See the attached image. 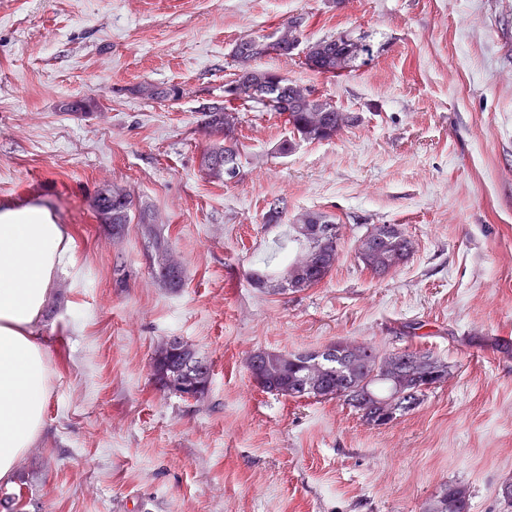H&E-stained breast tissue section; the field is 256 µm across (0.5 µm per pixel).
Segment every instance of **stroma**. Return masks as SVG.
Here are the masks:
<instances>
[{"instance_id":"1","label":"stroma","mask_w":512,"mask_h":512,"mask_svg":"<svg viewBox=\"0 0 512 512\" xmlns=\"http://www.w3.org/2000/svg\"><path fill=\"white\" fill-rule=\"evenodd\" d=\"M291 17L303 44L347 33L372 60L333 77L296 54L253 68L355 121L282 154L283 116L240 107V174L214 177L204 112L233 48ZM171 86L174 101L145 93ZM87 89L102 110H63ZM106 184L153 230L100 220ZM33 203L68 226L76 263L36 328L50 390L27 482L0 497L25 512H425L461 482L470 512H512V354L496 348L512 336V0H0V207ZM307 212L339 226L331 272L298 293L255 287L249 270L280 267L276 242ZM382 224L413 249L377 275L358 251ZM158 238L181 287L153 273ZM173 336L212 364L199 398L154 382ZM336 341L418 352L448 377L374 427L337 399L264 392L247 366Z\"/></svg>"}]
</instances>
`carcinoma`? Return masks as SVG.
Returning a JSON list of instances; mask_svg holds the SVG:
<instances>
[{"instance_id":"carcinoma-1","label":"carcinoma","mask_w":512,"mask_h":512,"mask_svg":"<svg viewBox=\"0 0 512 512\" xmlns=\"http://www.w3.org/2000/svg\"><path fill=\"white\" fill-rule=\"evenodd\" d=\"M282 43L268 44L253 38L236 43L233 57L239 66L235 81L240 92L247 94L260 87L267 72H258L251 62L258 57L276 54L288 55V36H281ZM310 55L318 63V72L336 75L350 66L362 54H371V46L359 40H319L309 45ZM287 104L289 125L293 136L304 141H321L325 136L318 133L312 121L308 102L282 88ZM237 105L231 100L214 103L205 112V124L218 139L205 157L213 155L238 158ZM132 198L106 205V213L112 215V227L120 228L132 221ZM305 224H323L327 229L323 248L311 266L288 265L283 276L265 266L248 272L258 288H269L279 283H290V291L300 292L321 282L331 271L337 249V225L324 218L320 212H309L302 217ZM412 242L398 231L385 235L372 249L364 265L380 274L392 259L408 258ZM158 278L169 288H178L182 282V270L169 265L168 251L162 252L157 268ZM248 368L260 378L258 385L266 392L293 398L313 397L340 399L361 414L372 426H384L393 422L397 415L414 409L425 392L448 376L447 366L416 352H401L381 357L370 344L337 342L335 353L324 356L317 351H298L281 354L266 350L253 352L247 360ZM153 377L161 389L179 397L198 398L205 394L210 384L211 365L191 346L182 342L172 352H160L152 363ZM470 489L462 483H450L431 504L428 512H469Z\"/></svg>"}]
</instances>
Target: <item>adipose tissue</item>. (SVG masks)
Listing matches in <instances>:
<instances>
[{
    "label": "adipose tissue",
    "instance_id": "ef3b65f1",
    "mask_svg": "<svg viewBox=\"0 0 512 512\" xmlns=\"http://www.w3.org/2000/svg\"><path fill=\"white\" fill-rule=\"evenodd\" d=\"M74 263L68 228L46 208H0V484L13 483L19 458L43 430L48 353L35 327Z\"/></svg>",
    "mask_w": 512,
    "mask_h": 512
}]
</instances>
